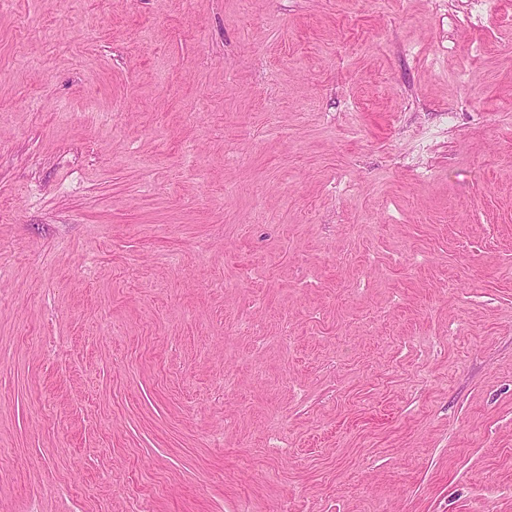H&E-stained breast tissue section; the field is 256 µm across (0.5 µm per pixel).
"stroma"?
Listing matches in <instances>:
<instances>
[{"label": "stroma", "instance_id": "stroma-1", "mask_svg": "<svg viewBox=\"0 0 512 512\" xmlns=\"http://www.w3.org/2000/svg\"><path fill=\"white\" fill-rule=\"evenodd\" d=\"M0 512H512V0H0Z\"/></svg>", "mask_w": 512, "mask_h": 512}]
</instances>
